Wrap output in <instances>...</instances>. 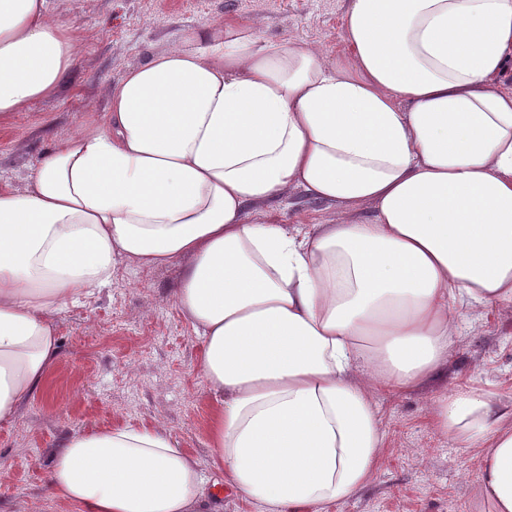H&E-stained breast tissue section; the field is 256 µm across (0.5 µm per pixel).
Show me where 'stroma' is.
Segmentation results:
<instances>
[{
  "mask_svg": "<svg viewBox=\"0 0 512 512\" xmlns=\"http://www.w3.org/2000/svg\"><path fill=\"white\" fill-rule=\"evenodd\" d=\"M83 47L58 94L0 126V191L24 192L43 155L79 125L105 119L110 90L127 69L175 47L188 28L250 21L260 36L329 56L347 54L346 0H60ZM324 217L302 190L266 206L259 219L306 227ZM180 263L112 268V284L61 314L60 353L44 385L12 420L0 421V512H72L46 495L52 452L67 436L124 426L165 430L217 474L210 423L220 399L199 368L203 340L172 296ZM459 386L485 389L512 407V307L461 308L448 359L418 387L376 394L384 452L375 478L324 512H470L478 448H457L433 426L429 404Z\"/></svg>",
  "mask_w": 512,
  "mask_h": 512,
  "instance_id": "obj_1",
  "label": "stroma"
}]
</instances>
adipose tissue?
Instances as JSON below:
<instances>
[{"instance_id":"adipose-tissue-1","label":"adipose tissue","mask_w":512,"mask_h":512,"mask_svg":"<svg viewBox=\"0 0 512 512\" xmlns=\"http://www.w3.org/2000/svg\"><path fill=\"white\" fill-rule=\"evenodd\" d=\"M343 33L336 58L250 23L186 29L112 87L103 124L0 193L1 421L44 384L68 305L116 262L177 261L229 486L262 512H323L372 481L376 391L447 360L460 306H512V0H347ZM79 54L58 0H0V123ZM296 188L370 218L250 221ZM429 417L482 451L475 512H512V408L458 387ZM47 493L73 512L210 507L156 427L70 435Z\"/></svg>"}]
</instances>
